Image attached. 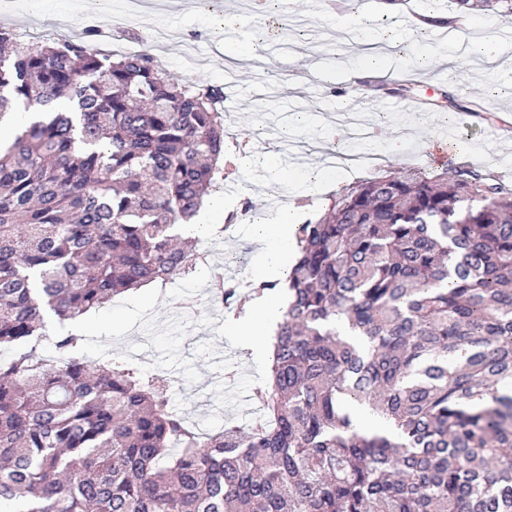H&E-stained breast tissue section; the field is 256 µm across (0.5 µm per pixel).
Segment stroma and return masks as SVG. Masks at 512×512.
<instances>
[{
	"mask_svg": "<svg viewBox=\"0 0 512 512\" xmlns=\"http://www.w3.org/2000/svg\"><path fill=\"white\" fill-rule=\"evenodd\" d=\"M348 2L351 14L366 26L360 42L343 40L332 22L320 16L315 0H299L286 16L287 35L267 39L261 63L224 56L227 44L255 41V0H223V10L242 19L236 30L219 28L218 13L200 0H165L164 11L146 10L132 19L125 12V0H112L108 24L130 26L143 37L162 27L210 57V65L199 68L179 50L160 55L167 73L180 82L218 85L232 94L233 118L225 122V130L259 160L258 165L238 168L220 186V193L232 204L246 198L259 214L297 204L314 213L328 195L340 193L356 179L406 167L436 171L425 149L444 136L451 139L448 152L455 165L482 167L512 183V145L501 140L503 134L512 135V39L501 36L503 28L512 27V16L483 18L474 35L460 28L447 34L445 42H421L414 31L417 16L450 15L449 0H400L390 16L381 12V0ZM92 26L83 0H43L37 11L31 10L29 0H19L12 13L0 16V28L19 38L65 43L89 37L102 50L112 51L107 38L92 34ZM387 27L404 33L410 56L396 55L392 45L381 39ZM489 37L497 38L502 48L494 65L471 69L460 82L441 77L442 56L449 44L464 49ZM373 39L391 61L387 73L366 80V91L358 97L347 91L348 68L362 59L361 41ZM330 84L339 87V94L326 93ZM447 92L457 97L461 111L441 106ZM346 111L378 133L375 140L357 144V151L376 153L396 138L402 143L400 153L387 154L355 174L328 166L322 150L330 127ZM284 144L293 145L307 159L300 166L281 164V181H266L261 162ZM312 170L326 175L323 191L315 195L308 192L307 174ZM260 249L252 225L242 223L215 239L209 263L225 277L244 281ZM227 314L226 308L212 302L208 284L193 275L181 278L179 287L163 288L155 299L137 290L86 316L80 355L93 362L122 356L130 349L142 352L146 359L140 370L166 372L172 404L190 420L207 430L241 423L253 409L250 395L265 381L267 364L246 349L243 336L226 327Z\"/></svg>",
	"mask_w": 512,
	"mask_h": 512,
	"instance_id": "stroma-1",
	"label": "stroma"
}]
</instances>
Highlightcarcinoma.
<instances>
[{"mask_svg": "<svg viewBox=\"0 0 512 512\" xmlns=\"http://www.w3.org/2000/svg\"><path fill=\"white\" fill-rule=\"evenodd\" d=\"M512 15V0H451ZM221 86L147 49L0 28V508L20 512H512V187L471 166L358 180L299 224L260 416L205 433L169 380L92 367L51 334L195 271L190 224L223 177ZM214 292L243 310L220 274ZM44 342L58 355L45 365ZM382 420L360 429L347 404Z\"/></svg>", "mask_w": 512, "mask_h": 512, "instance_id": "1", "label": "carcinoma"}]
</instances>
